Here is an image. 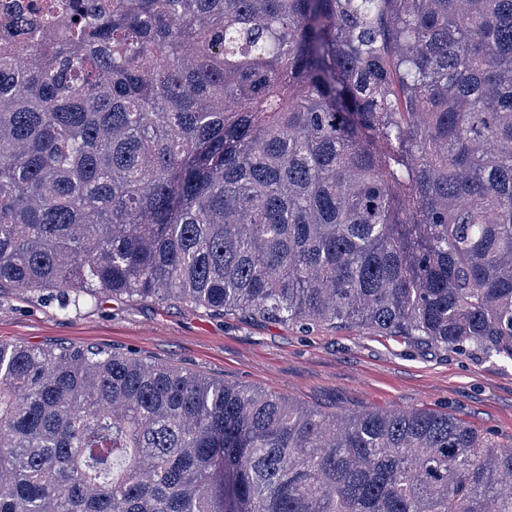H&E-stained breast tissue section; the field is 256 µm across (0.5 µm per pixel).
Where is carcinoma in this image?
Instances as JSON below:
<instances>
[{"label":"carcinoma","mask_w":512,"mask_h":512,"mask_svg":"<svg viewBox=\"0 0 512 512\" xmlns=\"http://www.w3.org/2000/svg\"><path fill=\"white\" fill-rule=\"evenodd\" d=\"M4 289L512 361V0L4 14ZM0 512H512V448L446 413L0 342Z\"/></svg>","instance_id":"obj_1"}]
</instances>
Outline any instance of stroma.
Returning a JSON list of instances; mask_svg holds the SVG:
<instances>
[{
  "mask_svg": "<svg viewBox=\"0 0 512 512\" xmlns=\"http://www.w3.org/2000/svg\"><path fill=\"white\" fill-rule=\"evenodd\" d=\"M0 341L99 346L275 392L333 414L448 412L512 448V363L358 327L310 331L161 302H88L62 310L36 292L0 293Z\"/></svg>",
  "mask_w": 512,
  "mask_h": 512,
  "instance_id": "stroma-1",
  "label": "stroma"
}]
</instances>
